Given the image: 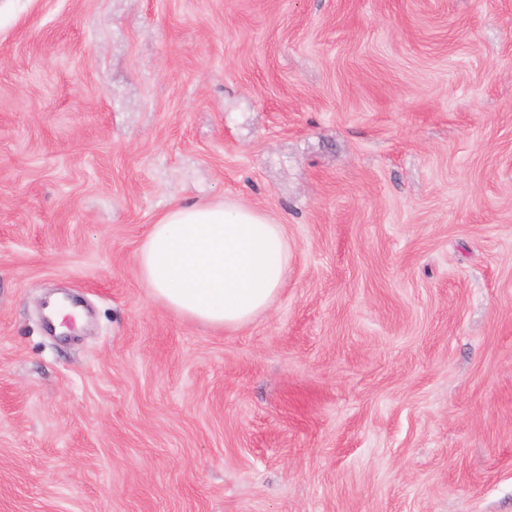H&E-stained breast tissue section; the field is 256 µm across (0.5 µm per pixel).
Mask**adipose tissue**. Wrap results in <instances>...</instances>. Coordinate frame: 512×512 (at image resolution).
I'll return each mask as SVG.
<instances>
[{
	"label": "adipose tissue",
	"mask_w": 512,
	"mask_h": 512,
	"mask_svg": "<svg viewBox=\"0 0 512 512\" xmlns=\"http://www.w3.org/2000/svg\"><path fill=\"white\" fill-rule=\"evenodd\" d=\"M288 266L283 226L242 202L175 206L152 224L136 255V273L155 300L224 329L264 313Z\"/></svg>",
	"instance_id": "1"
}]
</instances>
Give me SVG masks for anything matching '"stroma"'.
Listing matches in <instances>:
<instances>
[{"instance_id": "obj_1", "label": "stroma", "mask_w": 512, "mask_h": 512, "mask_svg": "<svg viewBox=\"0 0 512 512\" xmlns=\"http://www.w3.org/2000/svg\"><path fill=\"white\" fill-rule=\"evenodd\" d=\"M224 200L236 330L134 268ZM0 512H512V0H0ZM288 266L283 225L243 202L177 205L152 224L136 255V273L155 300L224 329L264 313Z\"/></svg>"}]
</instances>
